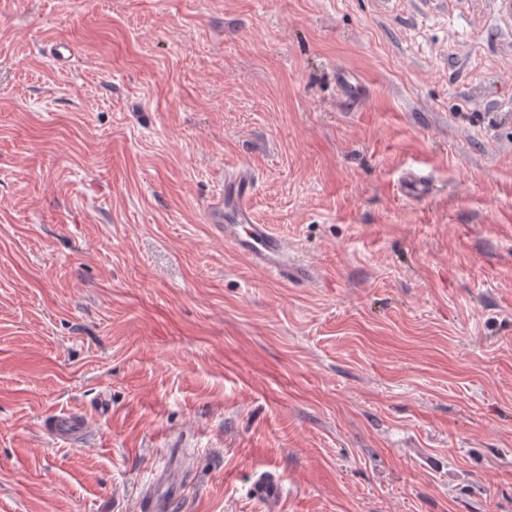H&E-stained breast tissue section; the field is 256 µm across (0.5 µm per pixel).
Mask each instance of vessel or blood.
<instances>
[{"mask_svg": "<svg viewBox=\"0 0 512 512\" xmlns=\"http://www.w3.org/2000/svg\"><path fill=\"white\" fill-rule=\"evenodd\" d=\"M253 185V176L245 170L230 178L223 194L203 202L205 222L225 242L281 280L307 274L306 266L289 261L288 247L283 240L268 225L256 223L249 208ZM45 428L57 441L76 445L90 434L92 423L84 413L63 410L53 414ZM185 484L180 469L168 466L160 469L142 499L141 512H175Z\"/></svg>", "mask_w": 512, "mask_h": 512, "instance_id": "b4317fda", "label": "vessel or blood"}]
</instances>
